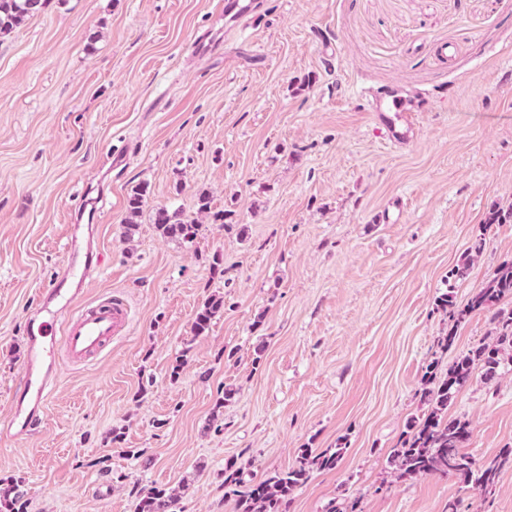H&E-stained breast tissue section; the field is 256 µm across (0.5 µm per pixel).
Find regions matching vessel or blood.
Segmentation results:
<instances>
[{"instance_id":"vessel-or-blood-1","label":"vessel or blood","mask_w":512,"mask_h":512,"mask_svg":"<svg viewBox=\"0 0 512 512\" xmlns=\"http://www.w3.org/2000/svg\"><path fill=\"white\" fill-rule=\"evenodd\" d=\"M369 110L383 127L386 143L394 148L403 147L416 122L413 108L404 105L398 96L388 95L370 100ZM81 246V227L72 225L66 267L61 277L44 290L41 303L26 320L27 357L11 395V415L0 422V441L25 438L42 424L60 357H67L73 364L88 362L128 329L130 306L123 296L116 294L96 305L75 308L64 331L56 330V307H75L80 291L72 283L84 281L89 272L79 262Z\"/></svg>"}]
</instances>
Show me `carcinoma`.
<instances>
[{
  "mask_svg": "<svg viewBox=\"0 0 512 512\" xmlns=\"http://www.w3.org/2000/svg\"><path fill=\"white\" fill-rule=\"evenodd\" d=\"M48 0H0V36L10 33L25 18L40 13ZM148 204L147 189L137 187L127 198V228L136 226V218ZM197 212L224 221V213L211 209L207 192L197 195ZM153 223L165 237H177L185 243H194L201 225L181 219V211L165 207L155 210ZM512 299V262L501 265L486 287L480 289L464 306L454 301L451 293L442 295L438 305L448 311V319L457 327L477 311L488 309L497 302ZM224 310V298H208L196 314L193 332L201 336L209 330L212 319ZM494 336L488 343L460 353L448 366V372L437 376V364L432 362L422 376L420 400L427 406L420 417L411 419L408 431L399 446L392 450L390 463L395 479L402 481L422 476L446 477L452 475L460 482L486 495L496 489L503 467L512 463V448H503L493 456L480 461L465 453L463 448L471 436L467 420L448 417V405L456 392L473 378L475 369H481V378L487 383L499 376L501 368L512 363V312L493 315ZM346 446L332 452L313 453L305 448L295 464L284 472L259 481L241 490V469L230 463L224 468V494L236 497L238 512H286V506L297 488L305 484L313 470L336 468ZM180 495L176 490L151 488L138 497L135 512H176ZM24 492L14 481L0 480V512H23Z\"/></svg>",
  "mask_w": 512,
  "mask_h": 512,
  "instance_id": "1",
  "label": "carcinoma"
}]
</instances>
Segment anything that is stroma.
Returning a JSON list of instances; mask_svg holds the SVG:
<instances>
[{
    "label": "stroma",
    "instance_id": "1",
    "mask_svg": "<svg viewBox=\"0 0 512 512\" xmlns=\"http://www.w3.org/2000/svg\"><path fill=\"white\" fill-rule=\"evenodd\" d=\"M256 2L239 29L224 0H49L0 37V421L71 225H94L103 256L81 303L131 309L127 335L64 366L0 479L26 512H134L153 487L180 489L177 512H237L227 463L257 482L344 438L287 512H512L511 464L488 499L389 464L427 365L446 373L493 329L489 310L452 327L438 298L466 304L512 261V223H484L512 204V0ZM389 89L419 111L399 151L367 110ZM201 191L223 222L163 237L155 208L198 219ZM213 295L224 309L193 335ZM448 414L474 458L512 447V365ZM147 204L148 195L145 187H137L132 190L127 198V232H130L133 227H136L137 222L135 219L141 216Z\"/></svg>",
    "mask_w": 512,
    "mask_h": 512
}]
</instances>
